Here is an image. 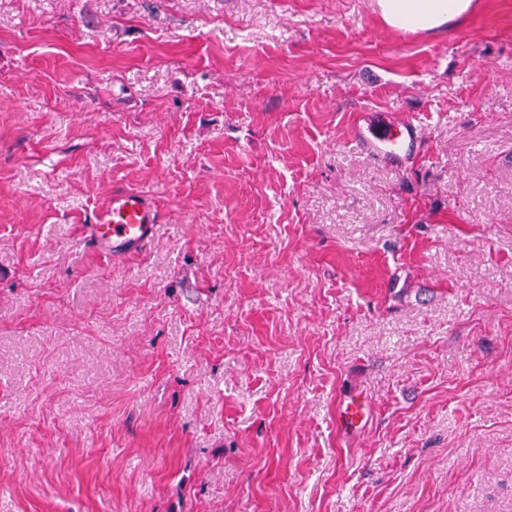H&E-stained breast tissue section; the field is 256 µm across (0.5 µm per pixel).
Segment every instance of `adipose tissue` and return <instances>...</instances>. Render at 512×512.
Instances as JSON below:
<instances>
[{"label": "adipose tissue", "mask_w": 512, "mask_h": 512, "mask_svg": "<svg viewBox=\"0 0 512 512\" xmlns=\"http://www.w3.org/2000/svg\"><path fill=\"white\" fill-rule=\"evenodd\" d=\"M381 21L403 32H434L469 16L478 0H375Z\"/></svg>", "instance_id": "ef3b65f1"}]
</instances>
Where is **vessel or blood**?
<instances>
[{"label": "vessel or blood", "mask_w": 512, "mask_h": 512, "mask_svg": "<svg viewBox=\"0 0 512 512\" xmlns=\"http://www.w3.org/2000/svg\"><path fill=\"white\" fill-rule=\"evenodd\" d=\"M364 138L376 151L398 156L408 152L418 139V127L410 120H384L368 128ZM158 228V212L146 195L138 190L120 191L109 208L93 223L83 225L82 232L91 247L105 257L140 252L154 237ZM362 413L361 405L345 398L337 414V424L350 431Z\"/></svg>", "instance_id": "obj_1"}]
</instances>
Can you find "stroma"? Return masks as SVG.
I'll return each mask as SVG.
<instances>
[{
  "instance_id": "35a3bbf8",
  "label": "stroma",
  "mask_w": 512,
  "mask_h": 512,
  "mask_svg": "<svg viewBox=\"0 0 512 512\" xmlns=\"http://www.w3.org/2000/svg\"><path fill=\"white\" fill-rule=\"evenodd\" d=\"M0 512H512V0H0ZM477 0H375L381 21L403 32L439 31L469 16ZM417 125L407 119L382 120L366 130L364 138L376 151L390 156L408 152L418 139ZM158 212L138 190L119 191L109 208L92 224L82 225L84 237L104 257L140 252L155 236ZM362 412L361 405L351 396H346L337 414L338 427L343 430L344 433H348L353 428H356V422Z\"/></svg>"
}]
</instances>
